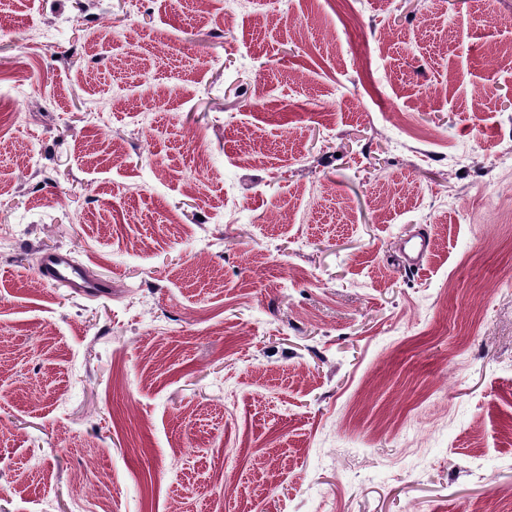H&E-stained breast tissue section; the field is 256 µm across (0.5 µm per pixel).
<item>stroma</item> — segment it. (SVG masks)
<instances>
[{
  "label": "stroma",
  "instance_id": "stroma-1",
  "mask_svg": "<svg viewBox=\"0 0 512 512\" xmlns=\"http://www.w3.org/2000/svg\"><path fill=\"white\" fill-rule=\"evenodd\" d=\"M211 11L0 0V512H512V0ZM37 274L42 282L68 287L85 295H94L105 287L103 282L89 277L83 266L64 251L45 253Z\"/></svg>",
  "mask_w": 512,
  "mask_h": 512
}]
</instances>
